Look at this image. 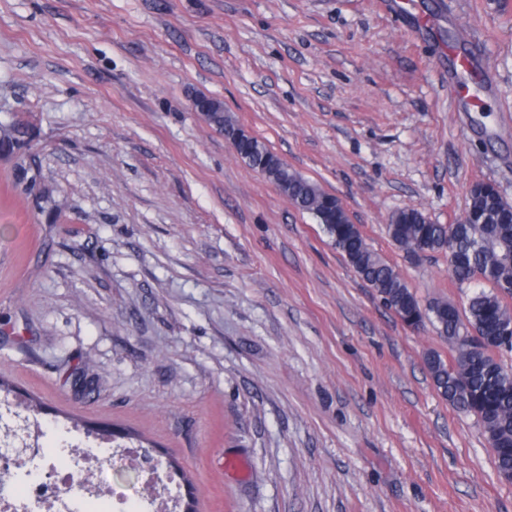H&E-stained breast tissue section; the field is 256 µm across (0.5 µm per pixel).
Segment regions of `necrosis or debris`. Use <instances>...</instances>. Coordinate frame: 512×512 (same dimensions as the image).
Instances as JSON below:
<instances>
[{
  "mask_svg": "<svg viewBox=\"0 0 512 512\" xmlns=\"http://www.w3.org/2000/svg\"><path fill=\"white\" fill-rule=\"evenodd\" d=\"M36 420L25 424L21 463L0 469V512H180L176 475L154 476L142 449H115L87 436L81 443L47 448ZM134 469L132 493L118 490L116 467Z\"/></svg>",
  "mask_w": 512,
  "mask_h": 512,
  "instance_id": "obj_1",
  "label": "necrosis or debris"
}]
</instances>
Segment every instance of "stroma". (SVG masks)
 Segmentation results:
<instances>
[{
  "label": "stroma",
  "mask_w": 512,
  "mask_h": 512,
  "mask_svg": "<svg viewBox=\"0 0 512 512\" xmlns=\"http://www.w3.org/2000/svg\"><path fill=\"white\" fill-rule=\"evenodd\" d=\"M198 94L335 194L421 303L475 293L385 226L455 223L479 180L512 202V0H0V121L29 127L37 179L22 195L0 158L12 404L118 449L135 433L197 512H512L424 366L447 340L385 306Z\"/></svg>",
  "instance_id": "35a3bbf8"
}]
</instances>
